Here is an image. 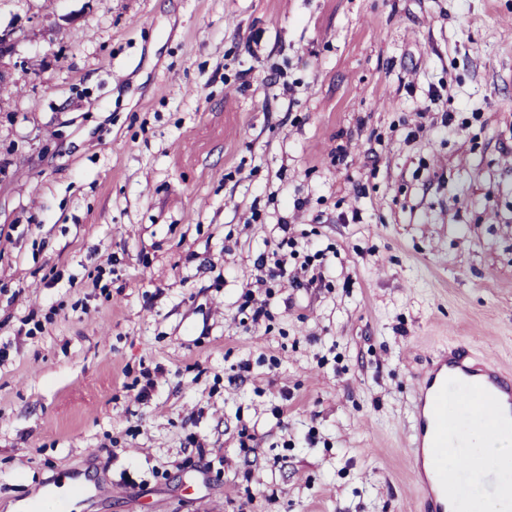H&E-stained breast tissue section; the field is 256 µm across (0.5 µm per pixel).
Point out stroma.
Instances as JSON below:
<instances>
[{
    "mask_svg": "<svg viewBox=\"0 0 512 512\" xmlns=\"http://www.w3.org/2000/svg\"><path fill=\"white\" fill-rule=\"evenodd\" d=\"M8 30L0 512L61 468L81 512H417L429 358L512 371V0H0ZM286 234L316 279L265 291Z\"/></svg>",
    "mask_w": 512,
    "mask_h": 512,
    "instance_id": "stroma-1",
    "label": "stroma"
}]
</instances>
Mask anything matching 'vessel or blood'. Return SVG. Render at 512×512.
I'll use <instances>...</instances> for the list:
<instances>
[{
    "label": "vessel or blood",
    "mask_w": 512,
    "mask_h": 512,
    "mask_svg": "<svg viewBox=\"0 0 512 512\" xmlns=\"http://www.w3.org/2000/svg\"><path fill=\"white\" fill-rule=\"evenodd\" d=\"M469 390L490 404L494 420H512V374L471 355L439 353L421 373L416 397L411 464L418 475L421 512H452L456 494L448 488L446 453L463 426L477 415L457 404Z\"/></svg>",
    "instance_id": "1"
}]
</instances>
